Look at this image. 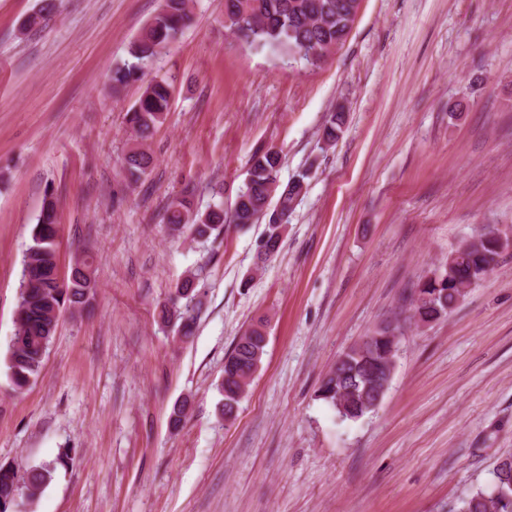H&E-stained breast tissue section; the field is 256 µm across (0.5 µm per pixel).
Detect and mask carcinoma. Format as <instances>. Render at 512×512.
I'll return each mask as SVG.
<instances>
[{"instance_id":"obj_1","label":"carcinoma","mask_w":512,"mask_h":512,"mask_svg":"<svg viewBox=\"0 0 512 512\" xmlns=\"http://www.w3.org/2000/svg\"><path fill=\"white\" fill-rule=\"evenodd\" d=\"M355 0H225L224 23L241 42L256 48L267 47L282 54H314L311 65L320 64L321 56L343 44L350 28ZM56 8V0H42V6L30 14L22 28H33L45 14ZM192 20L190 0H162L159 11L146 22L129 43L127 61L112 69V89L143 80L153 61L164 53L177 34ZM170 89L163 79L148 81L136 104L126 113L135 142L123 158L129 181L136 183L153 163L144 142L152 131L163 124L169 110ZM345 116L334 112L323 128V142L333 145L339 138ZM281 168L280 152L274 148L254 153L244 185L237 191L232 215L224 212V203L217 201L201 211L194 207L186 191L173 197L166 207L165 223L170 230H189L198 238L219 237L224 224H253L264 218L269 234L261 240L259 260L265 262L280 247V235L274 225L286 224L297 200L306 189L302 174L280 188L276 176ZM59 224L53 197H48L37 216L32 242L23 257V273L17 305L15 329L11 337L7 368L14 386L23 389L36 380L45 366L49 347L55 337L59 318L66 309L84 305L96 288L91 256L78 257L66 273L60 272L58 255ZM457 252V255L432 271L421 284L430 299L420 305L410 302L409 320L419 318L427 324L439 320L459 303L458 285L475 283L489 275L487 254ZM197 275L189 274L177 282L167 305L159 312L164 325H177L180 339L193 336L201 305ZM265 322L260 320L239 337L224 357V379L220 391L224 396V419L236 418V409L244 387L250 384L256 363L266 354ZM345 360L336 368V375L326 376L320 386L321 398L344 420L356 421L371 412V392L383 374V353L378 342L366 339L342 353ZM188 399L175 404L169 426L179 430L186 418ZM72 449L64 448L55 461L25 468L0 466V512H9L22 495L34 501L53 479L57 466H64ZM512 512V455L496 465L490 486L468 497L461 512Z\"/></svg>"}]
</instances>
